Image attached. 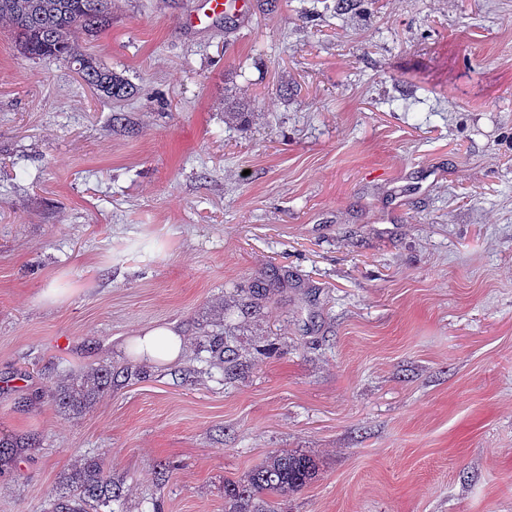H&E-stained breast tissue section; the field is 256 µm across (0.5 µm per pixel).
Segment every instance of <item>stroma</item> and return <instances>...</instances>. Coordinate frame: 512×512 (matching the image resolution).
<instances>
[{
  "label": "stroma",
  "instance_id": "obj_1",
  "mask_svg": "<svg viewBox=\"0 0 512 512\" xmlns=\"http://www.w3.org/2000/svg\"><path fill=\"white\" fill-rule=\"evenodd\" d=\"M197 5L114 0L84 47L124 101L0 26V438L35 441L0 512L88 457L122 512H224L276 450L319 466L277 512H512V0H252L204 29ZM272 269L293 286L207 367ZM158 325L183 356L138 360ZM215 327L217 328L216 330L206 332L205 335L209 338V350L212 354L213 365H231L235 362L237 354V349L230 344L232 342L231 338L235 336V334H233L235 327H232V324H227L226 322L224 323V328L221 324L215 325ZM111 383L112 374L106 369H93L90 374L73 377L69 383L61 385L56 392V401L60 408L79 411Z\"/></svg>",
  "mask_w": 512,
  "mask_h": 512
}]
</instances>
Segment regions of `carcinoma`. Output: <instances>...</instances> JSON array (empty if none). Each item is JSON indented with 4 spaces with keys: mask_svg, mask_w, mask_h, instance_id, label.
<instances>
[{
    "mask_svg": "<svg viewBox=\"0 0 512 512\" xmlns=\"http://www.w3.org/2000/svg\"><path fill=\"white\" fill-rule=\"evenodd\" d=\"M113 0H0V22L6 23L20 52L31 58H53L78 64L86 85L101 95L123 100L134 92L120 73L104 66L82 45V36L94 35L112 20ZM288 281L261 274L247 291L234 300V308L250 315L285 293ZM234 327L206 333L213 364L235 362L231 346ZM112 383L105 369L76 376L57 390L56 401L63 409L79 410ZM29 443L0 440V465L12 461L18 448ZM317 462L310 456L288 450L270 453L243 482L224 479V512H275L272 499L282 498L310 485L318 475ZM120 492L112 477L97 459H85L72 469L69 492L58 498L52 512H101L100 507L118 500Z\"/></svg>",
    "mask_w": 512,
    "mask_h": 512,
    "instance_id": "cac0c4a2",
    "label": "carcinoma"
}]
</instances>
